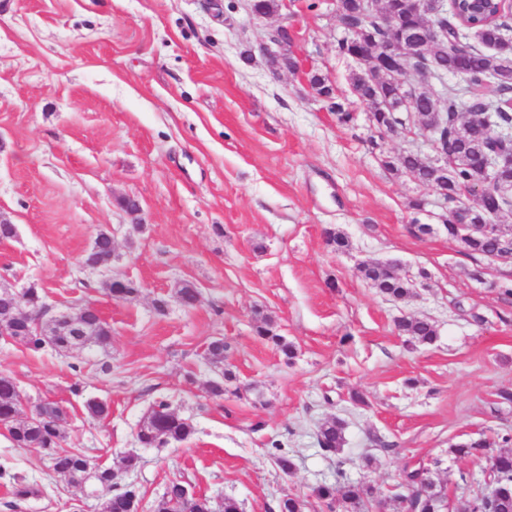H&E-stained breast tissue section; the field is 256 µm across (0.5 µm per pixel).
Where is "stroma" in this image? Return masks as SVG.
I'll return each mask as SVG.
<instances>
[{
    "instance_id": "1",
    "label": "stroma",
    "mask_w": 512,
    "mask_h": 512,
    "mask_svg": "<svg viewBox=\"0 0 512 512\" xmlns=\"http://www.w3.org/2000/svg\"><path fill=\"white\" fill-rule=\"evenodd\" d=\"M248 0H0V285L35 288L48 313L98 309L112 344L83 354L32 352L0 338V375L14 379L22 412L49 400L67 412L64 449L135 483L141 512H156L181 482L241 512H330L313 490L348 479L372 487L363 512H394L404 469L428 467L449 512L485 491L486 458L451 445L512 433V257L468 252L442 230L437 191L384 162L420 136L377 137L350 77L361 65L338 54L347 31L333 0H282L264 18ZM295 35L296 70L264 54L275 31ZM326 78L352 119L344 123L307 80ZM130 197L138 212L123 209ZM415 224L434 231L416 236ZM345 234L336 252L326 230ZM114 242L109 266H82L98 231ZM425 269L413 295L393 302L362 277L363 262ZM115 277L141 286L113 299ZM190 281L195 308L174 288ZM166 300L157 312V300ZM268 315L292 345L286 358L253 331ZM425 317L434 344L406 348L396 323ZM223 339L235 378L223 397L206 355ZM365 404L353 405L352 392ZM110 407L92 418L86 400ZM166 400L193 437L144 448L137 430ZM346 424L339 456L317 445L319 425ZM292 458L283 473L272 457ZM138 456L125 470L124 455ZM0 512H72L97 501L53 473L36 448L0 431ZM38 496L15 501L12 477Z\"/></svg>"
}]
</instances>
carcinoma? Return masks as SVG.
I'll return each instance as SVG.
<instances>
[{
  "mask_svg": "<svg viewBox=\"0 0 512 512\" xmlns=\"http://www.w3.org/2000/svg\"><path fill=\"white\" fill-rule=\"evenodd\" d=\"M466 0H451L450 9L453 20H440L446 33V47L443 53L444 72L460 76L471 88L468 106L470 112H497L499 102L480 93V88L491 84L495 91L502 94L512 91V73L505 74L500 68L501 59L512 57V35L498 18V5L488 2V15L471 25L475 39L481 44L477 48L467 41V37L458 33L463 23H469L464 14ZM342 13L364 27L358 38L351 42L346 38L338 41V53L353 57L387 38V34L369 24L366 0H339ZM382 9L389 10L397 18L401 30H411L422 25L421 18L400 0H382ZM352 89L358 98L368 104L372 124L395 123L403 126L406 119L396 116L395 88L389 84L384 70H376L373 83L361 81L360 74L352 75ZM418 115L421 121L429 122L435 111L444 113L441 138L448 144V159L451 161L450 173L438 177L430 167L424 165L420 157L412 152L402 154L397 161L386 162L387 168L396 175L409 174L420 182H430L437 186L447 201L455 199L458 191L466 185L472 175L484 169L495 150L508 152L512 150V139L494 140L482 138L474 126L475 119L460 118L456 100L448 96L445 101H436L423 90L417 94ZM512 210V197L490 196L483 209L476 212L474 223L485 224L492 216L505 209ZM467 250L481 255L496 250L501 254H512V236L496 235L492 238L478 237L468 242ZM112 255V235L106 231L97 233L91 251L83 262L89 266L98 264L103 258ZM364 278L378 293L394 302L408 298L416 285V280L427 278V273L418 271L415 276H402L396 273L388 262L371 261L361 266ZM110 296L118 300H128L139 294L140 288L129 279H119L108 283ZM177 301L186 308H193L199 299V292L191 283L184 282L175 292ZM25 302L19 303L8 289L0 288V325L13 340L22 342L32 352H39L51 346L58 352L66 353L76 347L91 349L106 348L111 342L110 330L98 316L85 313L78 323L85 335H74V326L57 321L36 323L42 313L41 296L35 288H28L24 293ZM260 338L272 343L286 357L292 351L285 338L276 332L273 321L264 317L253 326ZM400 334L406 337L409 346L430 345L437 338V327L428 318L404 317L398 322ZM224 341L216 339L208 346L211 363L222 367V378L209 385L212 395H224V382L233 379V372L224 367ZM21 413V396L13 382L6 376H0V423H4L9 439L18 448H38L53 460L54 473L68 481L90 488L103 500L104 512H139L141 494L138 487L128 485L123 488L114 483V473L110 468L92 464L78 451L61 450L65 437L66 411L54 402L42 404L30 420L19 418ZM194 434V428L184 418L174 412L167 401L154 403L148 415L140 425L136 438L146 448H162L170 443H181ZM317 444L327 454L337 455L345 443V423L333 418L321 424L316 434ZM494 476L500 478L501 505H492L493 512H512V451L493 453L488 458ZM429 477V469L424 467L407 469L397 484L399 492L394 494L396 512H404L407 495L404 486L414 483L419 477ZM432 491L421 499V512H441L446 502L444 487L431 482ZM372 488L359 484L344 482L339 485L323 484L314 489L315 496L326 502L329 509H353L360 512L364 499L371 496ZM157 512H212L210 502L202 497L186 495V488L179 482L169 484L161 497Z\"/></svg>",
  "mask_w": 512,
  "mask_h": 512,
  "instance_id": "carcinoma-1",
  "label": "carcinoma"
}]
</instances>
